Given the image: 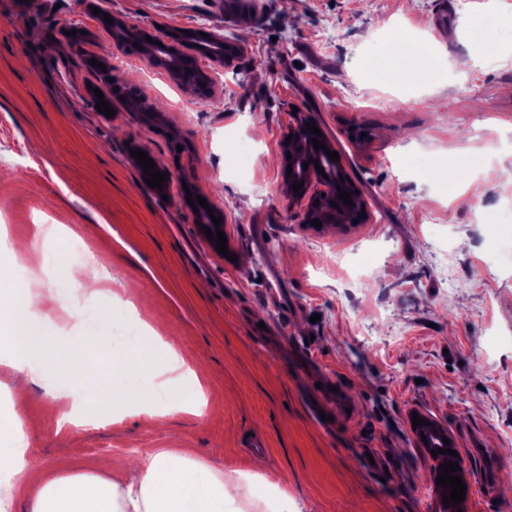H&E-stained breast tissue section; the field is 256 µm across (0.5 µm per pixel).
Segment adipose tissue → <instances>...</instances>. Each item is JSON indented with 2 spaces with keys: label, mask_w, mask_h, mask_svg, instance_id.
I'll list each match as a JSON object with an SVG mask.
<instances>
[{
  "label": "adipose tissue",
  "mask_w": 512,
  "mask_h": 512,
  "mask_svg": "<svg viewBox=\"0 0 512 512\" xmlns=\"http://www.w3.org/2000/svg\"><path fill=\"white\" fill-rule=\"evenodd\" d=\"M36 303L63 305L60 294L27 292L14 301L8 322L0 325V346L22 352L0 357L15 389L46 379L61 409L84 402V385L97 379L112 347L98 335L73 337L53 358H45V337L31 319ZM29 437L20 421L0 420V512H13L17 497L33 501L32 512H224V471L193 460L184 449L164 448L137 457L109 476L80 473L39 478L27 469Z\"/></svg>",
  "instance_id": "ef3b65f1"
}]
</instances>
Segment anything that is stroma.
<instances>
[{
	"instance_id": "stroma-1",
	"label": "stroma",
	"mask_w": 512,
	"mask_h": 512,
	"mask_svg": "<svg viewBox=\"0 0 512 512\" xmlns=\"http://www.w3.org/2000/svg\"><path fill=\"white\" fill-rule=\"evenodd\" d=\"M0 0V276L61 293L79 309L48 313L52 343L115 335L159 318L188 365L207 357L203 416L156 423L146 365L104 364L88 385L101 405L128 371L140 389L110 421L60 420L43 381H0V416L30 435L28 469L101 474L129 456L185 448L224 470L236 512H442L413 414L451 433L473 491L466 512H512V0ZM108 13L149 30H213L245 48L232 64L199 57L207 98L112 39ZM434 55L409 60V86L369 78L394 65L392 28ZM120 84L157 101L158 128L97 94ZM309 116L358 186L368 219L309 228L281 189L280 140ZM254 147L232 167L224 134ZM149 151L177 174L156 195L129 158ZM492 177H484V167ZM224 216L227 255L183 206L184 187ZM53 234L35 240L37 225ZM82 246L83 258L72 255ZM106 292L85 300L84 279ZM345 392L352 419L315 404ZM266 448H246L247 435Z\"/></svg>"
}]
</instances>
